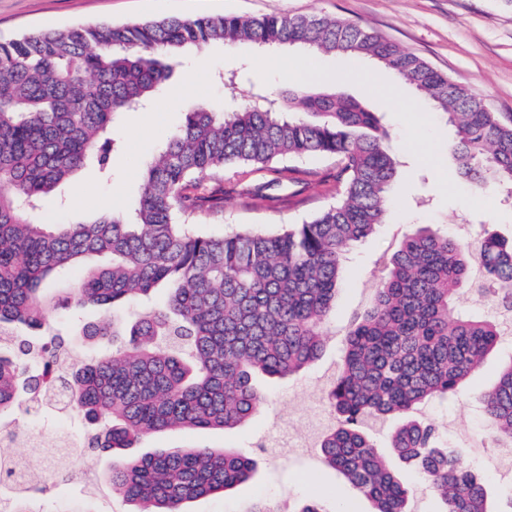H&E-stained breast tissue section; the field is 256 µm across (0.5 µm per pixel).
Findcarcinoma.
I'll use <instances>...</instances> for the list:
<instances>
[{
    "label": "carcinoma",
    "mask_w": 512,
    "mask_h": 512,
    "mask_svg": "<svg viewBox=\"0 0 512 512\" xmlns=\"http://www.w3.org/2000/svg\"><path fill=\"white\" fill-rule=\"evenodd\" d=\"M300 45L318 54L377 61L446 115L461 182L512 191V117L373 31L337 18L272 13L166 19L36 30L0 40V419L26 400L56 404L91 424L84 447L112 456L108 487L136 512H182L253 479L255 462L227 448H172L126 456L166 430L230 429L264 401L261 373L285 378L320 358L324 326L350 247L386 223L398 160L376 113L337 84L256 93L230 110L194 106L142 172L133 219L102 213L85 224H34L28 213L72 173L110 168L112 124L160 95L166 61L188 49ZM336 158V202L276 233L224 238L190 227L221 199L199 193L230 169L252 200L290 180L286 157ZM264 170L268 180L251 175ZM69 288L52 284L87 260ZM370 303L350 322L342 364L326 390L337 426L320 442L324 465L372 501L374 512H408L410 488L365 433L373 419L399 421L390 448L428 483L441 512H491L486 481L416 410L454 396L498 343L499 325L456 309L473 266L482 292L512 308V237L484 233L478 248L423 225L380 258ZM168 289L162 304L154 292ZM144 306L132 321L82 325L93 360L68 363L60 334L39 344L48 310L76 320L82 308ZM497 438L512 445V364L478 393ZM0 452V490L17 479Z\"/></svg>",
    "instance_id": "obj_1"
}]
</instances>
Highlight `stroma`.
<instances>
[{
    "mask_svg": "<svg viewBox=\"0 0 512 512\" xmlns=\"http://www.w3.org/2000/svg\"><path fill=\"white\" fill-rule=\"evenodd\" d=\"M272 12L327 15L367 28L422 58L453 82L470 87L490 111L512 114V0H0V39L35 29L99 22L255 17ZM318 65L345 75V90L366 97L371 109L379 112L388 143L400 159L392 190L394 205L388 223L354 243L347 253L345 283L325 327L320 360L299 374L260 381L265 401L238 428L159 432L132 448L135 456L164 448H235L254 459L256 474L251 482L223 497L187 502L185 512H246L260 497L277 502L283 512H293L304 501L318 502L323 512H334L339 505L345 512H373L369 500L339 472L323 465L318 446H279L272 430L287 431L296 441L310 434L313 419L326 406V381L341 362L350 319L370 300L373 263L395 249L405 233L419 224H435L473 244L488 229L512 236V200L473 192L449 176L453 162L445 146L453 129L446 116L433 112L381 66L341 55L310 57L297 47L227 49L220 44L173 64L163 97L148 110L118 117L114 136L119 145L109 172L89 167L75 173L58 197L32 214V221L82 224L104 210L131 212L140 194L142 163L154 157L183 124L189 106L223 104V77L237 75L236 96L243 99L261 89L282 90L289 85V71ZM287 165L295 171L293 181L274 190L273 200L260 204L236 193L231 170L207 178V191L222 195L223 203L218 211L204 215L203 224L217 236L232 234L244 225L273 230L301 223L335 201V158L307 156L288 160ZM510 361L512 342L501 340L458 398L426 403L416 413L479 464L488 478L493 507L500 506L512 490V464L503 461L505 447L495 441L473 397L493 385ZM13 427L7 451L26 460L45 481L46 491L37 496L43 512H72L76 507L89 512H133L132 504L110 494L100 482L112 466L111 457L79 448L85 430L80 415L45 409L36 417L19 415ZM65 440L74 442L75 448L64 464L67 476L60 480L49 458Z\"/></svg>",
    "mask_w": 512,
    "mask_h": 512,
    "instance_id": "stroma-1",
    "label": "stroma"
}]
</instances>
